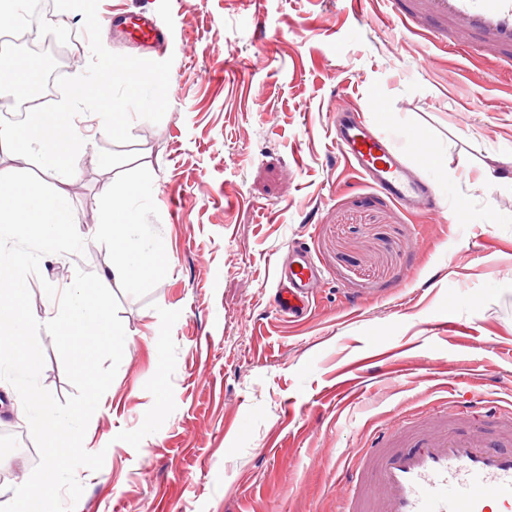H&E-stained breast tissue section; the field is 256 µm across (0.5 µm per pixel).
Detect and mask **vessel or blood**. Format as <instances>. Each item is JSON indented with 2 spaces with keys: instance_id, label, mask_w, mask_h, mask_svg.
<instances>
[{
  "instance_id": "vessel-or-blood-1",
  "label": "vessel or blood",
  "mask_w": 512,
  "mask_h": 512,
  "mask_svg": "<svg viewBox=\"0 0 512 512\" xmlns=\"http://www.w3.org/2000/svg\"><path fill=\"white\" fill-rule=\"evenodd\" d=\"M408 30L429 32L454 54L480 51L512 65V0H386ZM103 27L121 29L144 47L168 40L152 16L103 15ZM338 153L375 190L411 212L439 215L432 184L419 179L393 136L362 113L336 107ZM321 273L308 252L295 249L278 267L273 306L296 319L310 309ZM356 469L336 486L339 512H512V409L475 411L451 405L406 423L392 416L364 448Z\"/></svg>"
}]
</instances>
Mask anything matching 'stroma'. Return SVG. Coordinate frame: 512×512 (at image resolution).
<instances>
[{
	"mask_svg": "<svg viewBox=\"0 0 512 512\" xmlns=\"http://www.w3.org/2000/svg\"><path fill=\"white\" fill-rule=\"evenodd\" d=\"M113 8L169 25L152 55L173 62L169 109L134 119L131 143L83 145L69 203L84 252L44 259L27 280L40 316L44 283L110 269L117 253L89 235L102 189L151 184L140 218L158 250L112 285L124 354L84 439L104 464L77 470L74 512H337V469L390 414L477 392L512 403V188L477 182L512 168V73L389 21L384 0L362 22L342 0H99V13ZM339 102L394 131L414 168L407 133L442 148L424 174L441 220L406 213L339 158ZM297 242L326 280L291 326L271 298ZM347 292L362 299L351 316ZM451 317L468 340L434 332ZM39 340L40 383L66 401L75 389L49 333ZM406 345L401 375L368 369L336 399L341 364ZM19 400L0 380L5 491L39 461Z\"/></svg>",
	"mask_w": 512,
	"mask_h": 512,
	"instance_id": "stroma-1",
	"label": "stroma"
}]
</instances>
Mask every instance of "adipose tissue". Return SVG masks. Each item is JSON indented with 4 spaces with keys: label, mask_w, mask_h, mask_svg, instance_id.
<instances>
[{
    "label": "adipose tissue",
    "mask_w": 512,
    "mask_h": 512,
    "mask_svg": "<svg viewBox=\"0 0 512 512\" xmlns=\"http://www.w3.org/2000/svg\"><path fill=\"white\" fill-rule=\"evenodd\" d=\"M151 193V185L143 181L116 184L104 192L96 234L120 258L110 272L79 276L59 314L61 320L93 323L103 319L107 308L99 302V295L105 294L112 282L128 279L135 266L153 257L155 239L139 218L140 206ZM64 474L57 455H47L39 471L0 498V512H18L20 505L36 500L43 488L61 483Z\"/></svg>",
    "instance_id": "obj_1"
}]
</instances>
